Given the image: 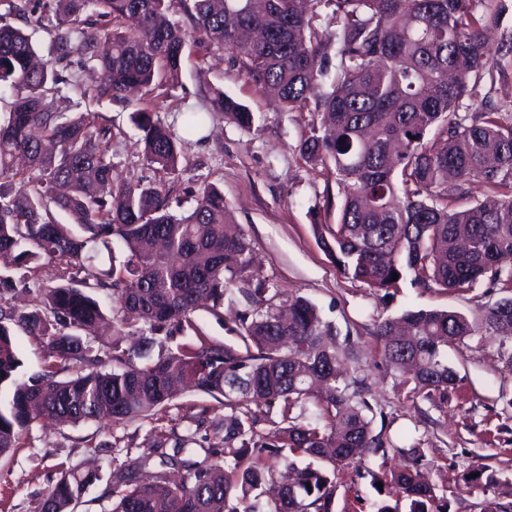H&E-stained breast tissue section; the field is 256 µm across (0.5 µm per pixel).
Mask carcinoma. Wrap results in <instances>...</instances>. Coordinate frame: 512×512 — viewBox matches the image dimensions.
<instances>
[{
	"mask_svg": "<svg viewBox=\"0 0 512 512\" xmlns=\"http://www.w3.org/2000/svg\"><path fill=\"white\" fill-rule=\"evenodd\" d=\"M174 0H0V288H35L28 312L0 306V457L48 418L117 426L170 406L185 380L222 400L226 461L181 458L191 429L156 443L163 462L185 471L177 482L127 468L112 489L109 512H335L341 468L369 454L387 456L365 415L360 381L344 368L341 331L297 297L283 309L266 297L247 234L236 229L224 191L207 185L188 213L172 209L178 161L187 139L222 114L250 130L254 113L221 89L208 107L185 113L177 136L150 112L138 113L147 163L166 181H132L112 162V122L72 111L75 91L92 100H125L130 88L159 99L176 86L188 43L226 49L259 91L276 92L285 112H311L300 146L309 164L335 178L337 222L316 224L317 240L347 276L389 294L410 276L423 288L472 289L486 280L512 293V109L496 103L485 78L512 70V31L496 47L502 0H179L189 26L170 20ZM14 18L49 24L53 57L40 63L33 34ZM259 30L262 38H251ZM100 71L84 87L75 70ZM499 197L454 208L467 185ZM40 260L68 269L48 285L15 278ZM397 279H392L393 274ZM238 289L252 298L239 330L245 350L198 335L201 301L209 310ZM111 299L104 307L100 296ZM138 316V348L122 340ZM112 326V351L98 354L87 336ZM45 340L41 370L19 379L14 336ZM374 335L385 361L412 367L421 391L456 379L448 347L469 336L512 339V296L470 319L451 310L408 311ZM73 374L67 378L60 374ZM278 404L277 432L256 429L249 405ZM244 409L243 416L234 411ZM172 444L174 454L162 451ZM294 477L272 502L262 488L276 480L270 463L283 450ZM397 471L370 473L394 483L406 512H449L446 495L424 482L416 446ZM467 487L501 485L484 466ZM93 476L60 472L40 512H73ZM236 505H230V501Z\"/></svg>",
	"mask_w": 512,
	"mask_h": 512,
	"instance_id": "1",
	"label": "carcinoma"
}]
</instances>
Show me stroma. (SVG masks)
<instances>
[{
	"mask_svg": "<svg viewBox=\"0 0 512 512\" xmlns=\"http://www.w3.org/2000/svg\"><path fill=\"white\" fill-rule=\"evenodd\" d=\"M222 89L248 106L255 126L244 130L216 117L203 138H191L181 153L184 170L176 196L184 207L194 204L205 183L224 190L237 224L247 234L277 303L301 296L323 317L348 334L353 356L346 367L362 380L369 404L366 412L374 432L391 445L422 448L420 470L436 487L453 484L472 467L483 465L512 480V354L499 349L498 338L473 336L448 349L456 381L432 395L417 391L410 374L388 365L374 335L376 324L408 310L448 309L481 317L504 291L477 285L473 289L421 288L403 280L390 296L376 293L348 278L317 243L314 223H335L341 194L332 176L305 162L299 153L312 116L284 112L274 100L257 92L234 67L226 50L188 48L178 85L171 90L158 119L182 131L188 109L209 105L213 89ZM138 102L82 100L80 109L111 120L112 161L136 180H153L154 168L143 160L142 133L131 119ZM253 305L240 293L224 301L218 313L198 310L194 322L208 339L238 342V327ZM225 414L214 398L186 391L159 420H136L111 429L95 424L61 425L49 420L33 426L13 453L0 457V512H39L59 472L76 467L94 480L74 512H110L112 488L120 480L119 462L150 456V472H160L152 450L158 434L183 433L194 417L205 420L210 443L220 440L214 428ZM407 468V458L374 455L341 469L337 481V512H360L363 500H389L364 478L365 469Z\"/></svg>",
	"mask_w": 512,
	"mask_h": 512,
	"instance_id": "obj_1",
	"label": "stroma"
}]
</instances>
